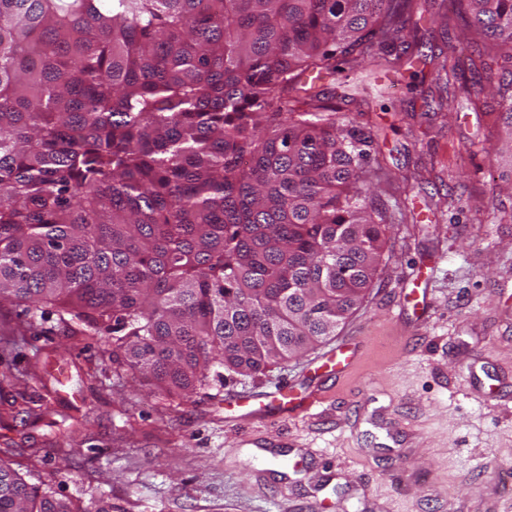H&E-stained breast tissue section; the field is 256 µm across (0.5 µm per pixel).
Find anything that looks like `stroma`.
<instances>
[{
  "label": "stroma",
  "instance_id": "stroma-1",
  "mask_svg": "<svg viewBox=\"0 0 512 512\" xmlns=\"http://www.w3.org/2000/svg\"><path fill=\"white\" fill-rule=\"evenodd\" d=\"M444 13L425 0L421 54L400 71L363 63L316 83L392 176L370 189L388 214L377 275L335 336L257 374L210 375L186 400L116 377L104 337L49 312L0 352V458L53 476L60 497L106 492L112 512H512V160L491 93L476 112L448 94L424 104L460 43ZM339 346L349 365L321 376ZM284 383L314 407L228 405ZM23 395L40 420L13 408Z\"/></svg>",
  "mask_w": 512,
  "mask_h": 512
}]
</instances>
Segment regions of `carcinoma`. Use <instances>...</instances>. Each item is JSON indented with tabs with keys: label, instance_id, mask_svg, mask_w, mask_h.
Masks as SVG:
<instances>
[{
	"label": "carcinoma",
	"instance_id": "obj_1",
	"mask_svg": "<svg viewBox=\"0 0 512 512\" xmlns=\"http://www.w3.org/2000/svg\"><path fill=\"white\" fill-rule=\"evenodd\" d=\"M421 0H0V349L66 314L112 363L188 395L336 335L376 275L371 136L308 82L398 71ZM512 59V0H452ZM403 46L391 54L388 48ZM465 69V70H467ZM446 84L477 107L459 63ZM512 153V79L495 86ZM0 512H112L0 462Z\"/></svg>",
	"mask_w": 512,
	"mask_h": 512
}]
</instances>
